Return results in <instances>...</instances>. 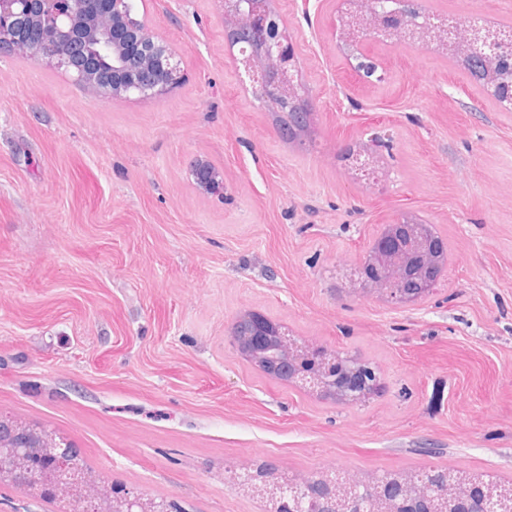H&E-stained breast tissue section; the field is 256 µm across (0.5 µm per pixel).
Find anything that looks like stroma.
Instances as JSON below:
<instances>
[{"mask_svg": "<svg viewBox=\"0 0 512 512\" xmlns=\"http://www.w3.org/2000/svg\"><path fill=\"white\" fill-rule=\"evenodd\" d=\"M428 5L512 24V0ZM137 6L185 75L161 99L0 50V413L184 512H263L224 471L265 461L512 481V112L433 47L372 44L386 81L362 83L339 0H275L313 101L291 141L238 77L220 0ZM376 131L384 175L362 184L338 155ZM401 217L448 250L433 293L395 309L339 272ZM248 310L372 363L383 392L350 406L260 371L228 343ZM63 508L0 482V512Z\"/></svg>", "mask_w": 512, "mask_h": 512, "instance_id": "stroma-1", "label": "stroma"}]
</instances>
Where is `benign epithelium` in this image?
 Returning <instances> with one entry per match:
<instances>
[{"label":"benign epithelium","instance_id":"benign-epithelium-1","mask_svg":"<svg viewBox=\"0 0 512 512\" xmlns=\"http://www.w3.org/2000/svg\"><path fill=\"white\" fill-rule=\"evenodd\" d=\"M224 28L236 70L252 82L255 98L290 112L293 119L310 110L309 91L299 76L298 46L288 34L273 0H222ZM356 8L337 11L332 24L346 42L396 40L418 48L434 42L450 45L464 54L477 53L493 60L496 78L485 85L503 109L512 111V28L486 40L487 24L455 18L447 31L434 22L426 0H353ZM0 46L23 48L32 57L56 60L76 79L101 95L122 99L135 95L160 99L184 82L176 55L167 41L139 18L136 0H0ZM352 71L367 84L375 83L379 69L367 53L354 56ZM381 158L379 144L352 155L356 173L374 179ZM447 243L428 224L396 219L383 226L365 254L347 275L352 288L374 289L395 308L429 296L444 273ZM242 328L253 356L269 366L273 377L308 389L319 396H333L347 405H358L379 389L375 368L350 352L331 350L301 340L287 328L254 311L239 315L229 342L235 349ZM9 439L0 441V472H10L20 484L30 474L54 477L60 486L75 477L78 468L69 443L46 439L60 448L47 463L28 455V427L8 426ZM24 471H16L18 461ZM383 492L370 499L363 486L348 488L354 512H437L429 487L409 490L382 478ZM512 501V486L484 483L476 499L455 494L444 512H505ZM279 507L288 512H320L322 492L302 475L288 476L287 492ZM113 512H170L165 499H146L123 488L112 493Z\"/></svg>","mask_w":512,"mask_h":512}]
</instances>
